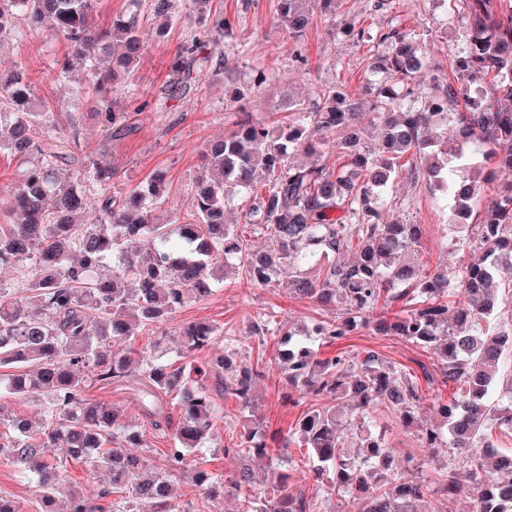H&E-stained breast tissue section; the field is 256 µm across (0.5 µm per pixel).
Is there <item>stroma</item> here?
I'll return each mask as SVG.
<instances>
[{"instance_id":"35a3bbf8","label":"stroma","mask_w":512,"mask_h":512,"mask_svg":"<svg viewBox=\"0 0 512 512\" xmlns=\"http://www.w3.org/2000/svg\"><path fill=\"white\" fill-rule=\"evenodd\" d=\"M211 12L223 13L230 22L219 43L203 36V26L193 0H172L170 29L166 39L156 40L160 19L149 7L141 9V31L145 50L133 78L132 89H116L109 103H101L92 90L87 71L78 68L68 78L58 70L71 49L53 31L22 33L0 46V73L24 65L35 98L47 114L46 129L65 138L68 150L79 160H92L115 169L112 191L124 195L145 183L155 172H164L168 214L187 218L192 213L194 185L202 171L201 151L207 140L231 132L237 121L266 119L285 126L293 113L288 104L318 102L323 90L336 84L354 93L364 90L372 63L384 47L379 37L392 26L419 34L426 53V80L422 97H429L433 76L451 73L458 55V31L463 24L453 0H343L328 22H317L299 46H291L277 17L278 0H210ZM364 29L363 39L344 36L347 27ZM200 39L201 52L209 62L202 76V88L186 94L169 93L166 85L172 59L184 42ZM270 81L252 91L244 100L234 101V88L250 86L258 72ZM125 113L123 131L103 124L105 108ZM389 222L422 227L419 246L410 253L423 273L433 274L443 266L460 262L451 239L464 236L467 226L448 228L451 204L429 180L398 177L392 184ZM274 311L279 322L306 326L339 315L336 307H317L297 298L287 279L268 286L250 283L244 269L227 271L214 292L201 300H189L163 323L167 360H174L179 346V329L188 322H206L220 328L213 348L195 355L196 366L206 368L202 382L221 417L198 460L213 475L235 476L242 458L236 447L246 422L259 423L269 444H277L295 428L305 412L330 405L327 397L304 395L290 404L291 389L282 374L273 334L257 335L255 323L263 313ZM234 351L238 360L258 367L254 402L241 407L224 390V376L207 367L209 359L223 350ZM339 352L363 356L372 352L395 372L412 379L420 392L419 415L423 424L437 419L438 403L449 401L458 391L455 384L441 385L431 350L416 346L399 336L379 334L373 327H361L333 344H323L318 354L329 357ZM142 385L137 374L126 380L87 384L85 398L121 410V425L143 433L145 454L153 468L165 475L175 488L176 502L183 512H237L233 497H206L192 482L191 469L171 468L166 460L167 433L155 430L151 418L139 403ZM386 431L398 467L414 459L424 464L428 477H436L448 460V447L423 448L417 432L407 430L396 414L383 412L378 419ZM67 488L78 490L92 504L105 508L111 498L102 497L110 487L106 472L93 471L82 463H68L64 476ZM0 492L14 500L19 512H37L39 491L23 468L0 463Z\"/></svg>"}]
</instances>
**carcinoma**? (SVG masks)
Returning a JSON list of instances; mask_svg holds the SVG:
<instances>
[{"label": "carcinoma", "mask_w": 512, "mask_h": 512, "mask_svg": "<svg viewBox=\"0 0 512 512\" xmlns=\"http://www.w3.org/2000/svg\"><path fill=\"white\" fill-rule=\"evenodd\" d=\"M211 39L224 33L228 20L206 15L210 0H194ZM339 0H279V21L291 41L303 39L315 17L336 13ZM463 7L459 56L453 77L433 78L437 93L423 105L407 104L423 77L419 35L403 28L387 30L388 51L372 68L380 79L370 83L372 107L339 85L324 89L307 108L290 104L293 124L274 127L247 121L230 135L210 143L199 177L191 221L172 224L157 215L164 204L165 178L155 174L122 197L111 193L112 174L83 162L71 180L59 178L54 162L67 157L63 142L39 132L43 113L36 111L31 82L24 70L0 78V148L28 163L12 192L7 212L18 216L0 224V272L31 261L35 274L26 295L0 287V369L15 368L6 390L17 396L45 397L38 430L28 419L14 418L12 434L0 436V460L32 474L40 487L38 512H98L82 495L61 500L59 464L52 454L58 442L67 456L86 466L105 468L122 508L149 500L163 512H179L169 480L130 448L147 447L131 426L116 428L117 410L82 397L88 380L110 383L126 378L131 358L112 352V341L145 331L153 334L140 361L149 401L158 393L178 399L179 423L170 435L169 464L178 468L200 451L218 419L197 367L164 362L159 324L187 300L211 294L214 266L239 258L247 279L265 286L288 277L300 299L343 312L331 321L311 324L306 332L280 324L274 334L281 370L288 385L336 401L305 413L295 425L300 446L322 494L352 493V512H440L433 505L441 492L461 493L455 474H469L471 507L466 512H512V448L488 438L497 428L512 433V180L485 197V184L497 171H512V4L494 8L492 0H457ZM94 0H0V40L13 35L17 17L36 31L53 28L84 63L99 92L115 84L131 87L144 50L139 23L141 0L112 18L109 29L90 21ZM197 40L181 46L171 67L168 88L192 89L199 62ZM382 128L381 139L367 144L363 125ZM331 146L347 164L329 167L316 161L295 166L290 151L319 155ZM426 177L453 195L449 223L475 217L470 235L453 240L463 253L458 266L429 276L400 261L419 244L420 225L383 221L388 193L400 174ZM97 188L98 219L82 224L76 217L89 203L87 189ZM234 194L246 196L245 223L267 237L269 249L251 252L226 223ZM156 243L143 260L134 243ZM356 251L351 263L336 256ZM317 269L318 276L305 274ZM396 307L375 328L429 348L437 356L442 383L461 392L438 405L440 419L425 426L418 417L417 385L397 377L369 354L349 353L320 359L315 338L331 342L366 321L380 298ZM218 329L191 322L179 330L187 357L215 344ZM209 367L224 374V390L243 406L252 398L258 368L227 352ZM398 415L403 426L420 433L425 448L443 445L448 457L439 487L420 476L419 467L396 471L385 432L375 425L383 411ZM356 426L358 452L342 448L341 423ZM287 438L279 453L267 446L260 426L244 428L238 448L243 455L267 457L264 478L244 468L223 483L194 464L193 482L210 497H239L238 512H321L288 491L282 467L292 462ZM266 481L274 497L250 494Z\"/></svg>", "instance_id": "cac0c4a2"}]
</instances>
